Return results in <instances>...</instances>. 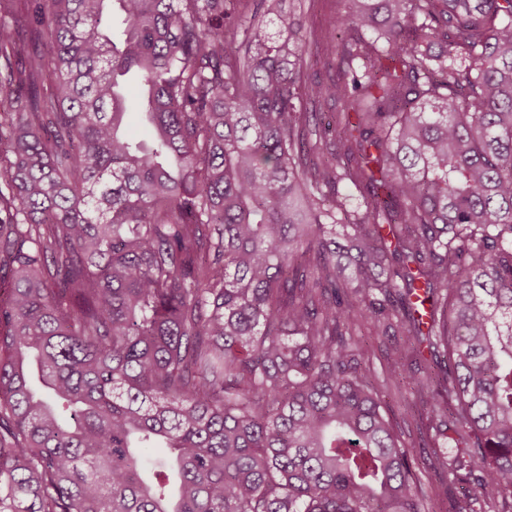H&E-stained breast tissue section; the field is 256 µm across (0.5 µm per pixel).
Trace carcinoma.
Here are the masks:
<instances>
[{"instance_id": "obj_1", "label": "carcinoma", "mask_w": 512, "mask_h": 512, "mask_svg": "<svg viewBox=\"0 0 512 512\" xmlns=\"http://www.w3.org/2000/svg\"><path fill=\"white\" fill-rule=\"evenodd\" d=\"M277 2L0 0V512H512V0ZM283 6L304 14L308 38L310 31L320 33L324 30L330 19L343 11L346 3L344 0H286ZM306 50V71L311 80L326 82L336 75L335 63H329L322 55L316 56L308 45ZM384 400L387 404V412L396 428L402 432L403 438L413 448L411 450L418 459L419 466L416 467V475L422 481L431 483L435 489L432 499L428 502L429 512H448L451 510L452 501L444 494V488L448 484L447 473H435L428 467L433 456V448H430L425 436V419L422 421L421 410L416 396L410 391L398 393L391 388L385 390ZM415 414V415H414Z\"/></svg>"}]
</instances>
